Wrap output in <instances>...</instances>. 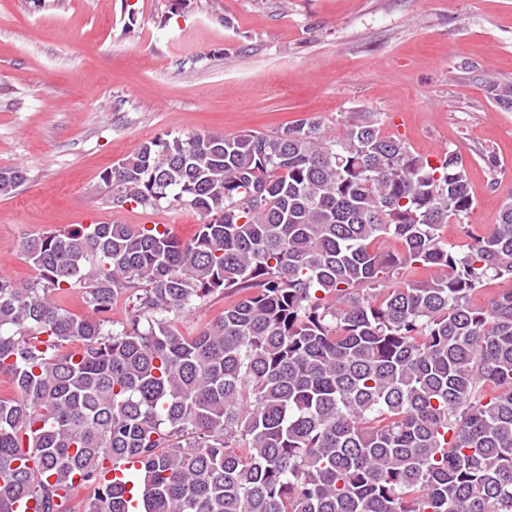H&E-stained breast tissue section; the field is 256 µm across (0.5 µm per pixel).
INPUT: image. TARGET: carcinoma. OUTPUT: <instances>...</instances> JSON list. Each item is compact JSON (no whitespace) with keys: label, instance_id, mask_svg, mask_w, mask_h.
Wrapping results in <instances>:
<instances>
[{"label":"carcinoma","instance_id":"cac0c4a2","mask_svg":"<svg viewBox=\"0 0 512 512\" xmlns=\"http://www.w3.org/2000/svg\"><path fill=\"white\" fill-rule=\"evenodd\" d=\"M486 87L512 111V82ZM25 181L0 168V195ZM101 181L201 223L66 226L23 244L34 280L0 275V512H72L79 487L82 512H512V289L473 302L512 277V195L448 245L475 206L462 157L367 113L157 137ZM216 292L234 300L184 335Z\"/></svg>","mask_w":512,"mask_h":512}]
</instances>
